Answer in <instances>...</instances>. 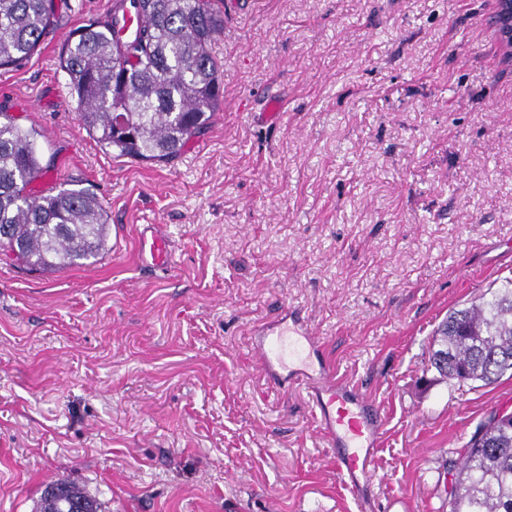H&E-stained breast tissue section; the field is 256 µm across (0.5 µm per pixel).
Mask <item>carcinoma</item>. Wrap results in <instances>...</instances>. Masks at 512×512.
Masks as SVG:
<instances>
[{"instance_id": "1", "label": "carcinoma", "mask_w": 512, "mask_h": 512, "mask_svg": "<svg viewBox=\"0 0 512 512\" xmlns=\"http://www.w3.org/2000/svg\"><path fill=\"white\" fill-rule=\"evenodd\" d=\"M224 0H113L104 20L75 29L60 52L83 126L119 156L171 162L224 103ZM68 0H0V68L28 61ZM141 18L125 32L127 15ZM122 118L124 130L115 131ZM36 131L0 111V250L32 270L84 265L109 250L103 205L87 189L38 191L51 170ZM430 365L450 380L490 386L512 373V279L448 315ZM66 496L99 512L77 484ZM448 512H512V420L489 417L454 464Z\"/></svg>"}]
</instances>
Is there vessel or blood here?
<instances>
[{"mask_svg":"<svg viewBox=\"0 0 512 512\" xmlns=\"http://www.w3.org/2000/svg\"><path fill=\"white\" fill-rule=\"evenodd\" d=\"M139 254L142 264L155 269L166 271L173 264L171 244L156 224L141 235ZM250 344L268 383L305 390L318 428L334 450L337 479L358 506H365L382 431L378 407L363 389L337 379L334 361L301 311L283 310L277 319L253 329Z\"/></svg>","mask_w":512,"mask_h":512,"instance_id":"obj_1","label":"vessel or blood"}]
</instances>
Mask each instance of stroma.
<instances>
[{"mask_svg":"<svg viewBox=\"0 0 512 512\" xmlns=\"http://www.w3.org/2000/svg\"><path fill=\"white\" fill-rule=\"evenodd\" d=\"M70 3L0 69V108L54 163L36 189H90L122 247L53 273L0 258V512L57 480L101 512H357L305 393L258 370L249 330L285 307L380 410L371 512H448L451 461L512 406V378L429 362L448 313L512 277L496 0H224V104L168 164L80 124L59 51L112 0ZM148 224L174 270L140 262Z\"/></svg>","mask_w":512,"mask_h":512,"instance_id":"obj_1","label":"stroma"}]
</instances>
